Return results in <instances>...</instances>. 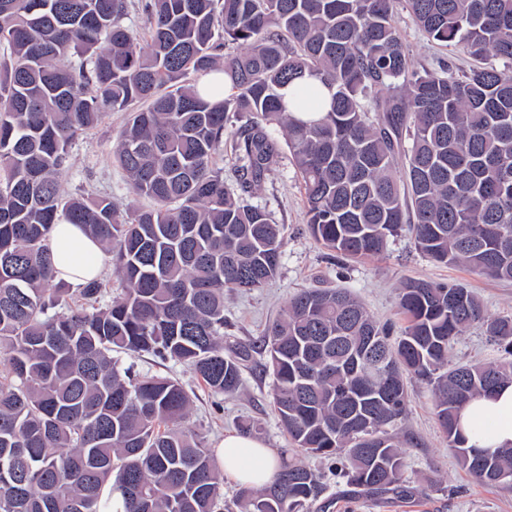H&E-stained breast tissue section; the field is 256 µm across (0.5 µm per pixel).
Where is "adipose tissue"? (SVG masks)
<instances>
[{
	"instance_id": "1",
	"label": "adipose tissue",
	"mask_w": 512,
	"mask_h": 512,
	"mask_svg": "<svg viewBox=\"0 0 512 512\" xmlns=\"http://www.w3.org/2000/svg\"><path fill=\"white\" fill-rule=\"evenodd\" d=\"M52 253L57 276L71 286H81L100 272L99 245L76 225H56ZM458 426L469 446L485 453L512 445V383L471 399L458 415ZM219 454L225 477L244 487L269 485L279 471L278 459L254 436L225 434Z\"/></svg>"
}]
</instances>
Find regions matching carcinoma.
I'll list each match as a JSON object with an SVG mask.
<instances>
[{
	"mask_svg": "<svg viewBox=\"0 0 512 512\" xmlns=\"http://www.w3.org/2000/svg\"><path fill=\"white\" fill-rule=\"evenodd\" d=\"M127 9L0 0V512H113L115 493L123 512H217L224 472L182 427L191 396L114 354L184 364L216 395L241 386L249 353L224 354V290L277 277L284 227L239 203L215 167L231 114L245 119L240 190L288 149L316 242L368 259L406 231L435 262L512 282V0H148L145 48ZM400 9L470 68H417ZM211 72L224 73L217 102L199 88ZM306 79L328 101L313 104ZM107 112L129 113L114 158L147 206L61 191L74 139ZM61 220L112 255L111 302L98 277L76 289L57 278ZM397 307L394 337L348 291L307 288L268 326L272 406L295 450L345 462L368 497L413 496L399 441L410 375L431 388L461 467L512 489V446L481 453L457 426L470 399L512 383V363L448 368L472 325L511 347L512 316L421 278L402 284ZM374 355L386 394L366 374ZM323 493L284 459L274 483L224 512H305Z\"/></svg>",
	"mask_w": 512,
	"mask_h": 512,
	"instance_id": "cac0c4a2",
	"label": "carcinoma"
}]
</instances>
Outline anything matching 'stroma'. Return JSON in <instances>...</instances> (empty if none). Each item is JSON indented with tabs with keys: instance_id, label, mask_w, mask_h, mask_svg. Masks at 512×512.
I'll list each match as a JSON object with an SVG mask.
<instances>
[{
	"instance_id": "35a3bbf8",
	"label": "stroma",
	"mask_w": 512,
	"mask_h": 512,
	"mask_svg": "<svg viewBox=\"0 0 512 512\" xmlns=\"http://www.w3.org/2000/svg\"><path fill=\"white\" fill-rule=\"evenodd\" d=\"M397 25L417 67L434 68L445 62L467 68L466 57L429 41L407 13ZM126 115L109 112L92 129L79 136L71 148V165L61 177L64 194L93 192L112 197L119 204L131 200L126 173L113 161V153ZM244 203L269 211L285 231L281 269L265 287L224 294V345L247 347L250 357L243 370L239 394H212L189 367L145 355L121 356L122 365L178 379L192 398L188 428L203 438L208 448H217L225 433L250 422L259 439L274 455H281L289 442L270 406L272 378L266 371L260 339L266 327L279 318L294 293L303 288H345L355 294L379 322L399 323L397 292L410 278L462 283L494 316L512 315V283L470 273L461 266L435 263L417 251L410 236L390 243L380 257L351 261L314 243L307 230L304 194L297 170L281 159L263 185L243 198ZM512 360V355L491 344L482 330L467 329L456 340L450 361L454 364H490ZM408 416L400 430L405 476L415 490L414 500L392 498L380 503L354 499L338 483L327 462L303 456V463L322 474L325 492L321 503L308 512H512V490L488 489L473 482L460 468L448 448L433 410L432 393L425 385L409 382Z\"/></svg>"
}]
</instances>
